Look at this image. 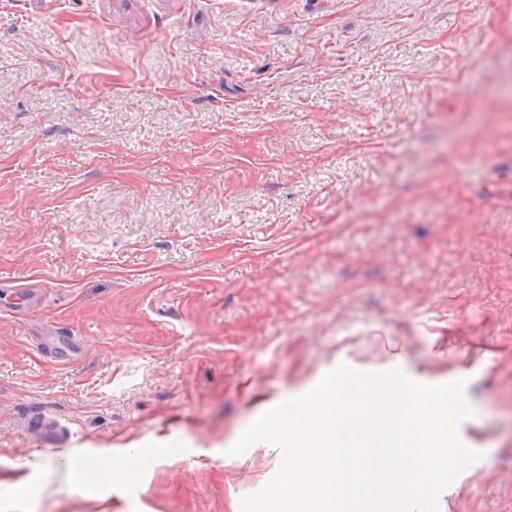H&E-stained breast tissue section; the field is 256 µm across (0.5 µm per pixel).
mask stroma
<instances>
[{
  "label": "stroma",
  "instance_id": "obj_1",
  "mask_svg": "<svg viewBox=\"0 0 512 512\" xmlns=\"http://www.w3.org/2000/svg\"><path fill=\"white\" fill-rule=\"evenodd\" d=\"M16 286L0 512H238L343 364L463 381L437 510L512 512V0H0Z\"/></svg>",
  "mask_w": 512,
  "mask_h": 512
}]
</instances>
